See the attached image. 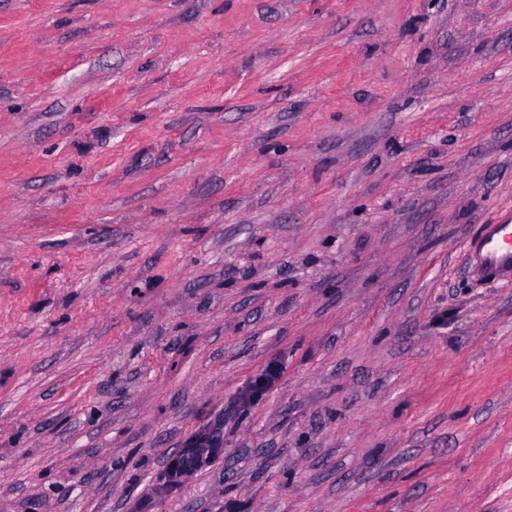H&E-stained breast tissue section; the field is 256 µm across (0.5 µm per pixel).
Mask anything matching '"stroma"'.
I'll use <instances>...</instances> for the list:
<instances>
[{"label":"stroma","mask_w":512,"mask_h":512,"mask_svg":"<svg viewBox=\"0 0 512 512\" xmlns=\"http://www.w3.org/2000/svg\"><path fill=\"white\" fill-rule=\"evenodd\" d=\"M511 210L512 0H0V512H512ZM470 248L481 277L512 282V220L509 217L482 224L481 233ZM219 441L213 435H199L189 448H185L177 459V469L171 476L179 479L187 474L201 469L217 453Z\"/></svg>","instance_id":"obj_1"}]
</instances>
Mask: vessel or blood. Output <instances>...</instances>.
<instances>
[{"label": "vessel or blood", "mask_w": 512, "mask_h": 512, "mask_svg": "<svg viewBox=\"0 0 512 512\" xmlns=\"http://www.w3.org/2000/svg\"><path fill=\"white\" fill-rule=\"evenodd\" d=\"M470 248L481 277L512 282V220L504 218L483 225Z\"/></svg>", "instance_id": "obj_1"}]
</instances>
